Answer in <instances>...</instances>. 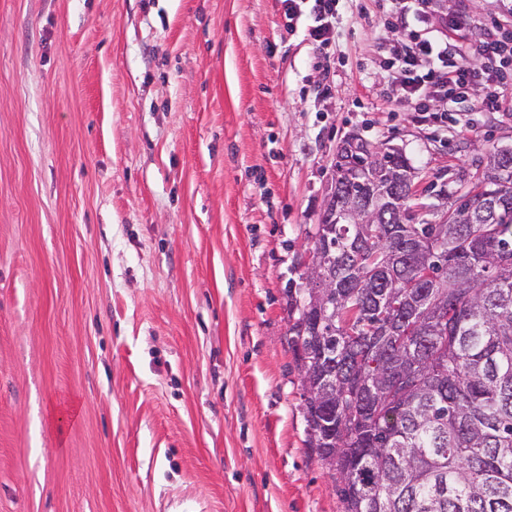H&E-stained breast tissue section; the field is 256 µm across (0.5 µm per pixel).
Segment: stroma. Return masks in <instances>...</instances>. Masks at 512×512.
Here are the masks:
<instances>
[{
  "label": "stroma",
  "mask_w": 512,
  "mask_h": 512,
  "mask_svg": "<svg viewBox=\"0 0 512 512\" xmlns=\"http://www.w3.org/2000/svg\"><path fill=\"white\" fill-rule=\"evenodd\" d=\"M377 13L320 50L281 0H0V512H344L285 293L336 148L425 186L512 146L390 97Z\"/></svg>",
  "instance_id": "stroma-1"
}]
</instances>
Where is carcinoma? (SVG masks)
<instances>
[{
	"instance_id": "obj_1",
	"label": "carcinoma",
	"mask_w": 512,
	"mask_h": 512,
	"mask_svg": "<svg viewBox=\"0 0 512 512\" xmlns=\"http://www.w3.org/2000/svg\"><path fill=\"white\" fill-rule=\"evenodd\" d=\"M411 169L353 136L337 150L310 249L331 285L306 299V270L286 291L307 443L345 512H512V147L464 191ZM354 207L377 221H339Z\"/></svg>"
}]
</instances>
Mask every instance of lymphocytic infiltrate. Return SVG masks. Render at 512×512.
Wrapping results in <instances>:
<instances>
[{
    "mask_svg": "<svg viewBox=\"0 0 512 512\" xmlns=\"http://www.w3.org/2000/svg\"><path fill=\"white\" fill-rule=\"evenodd\" d=\"M340 0H282L287 26L307 17V39L329 43ZM388 25L399 33L389 50L387 84L423 120L447 124L432 102L457 105L475 100L478 111L499 112L512 98V6L490 23L466 12L430 26L435 0H377Z\"/></svg>",
    "mask_w": 512,
    "mask_h": 512,
    "instance_id": "lymphocytic-infiltrate-1",
    "label": "lymphocytic infiltrate"
}]
</instances>
